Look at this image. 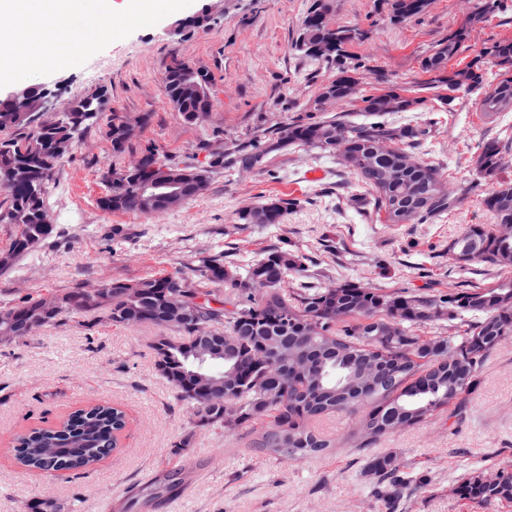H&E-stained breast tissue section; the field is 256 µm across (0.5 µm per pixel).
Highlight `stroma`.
<instances>
[{"label":"stroma","mask_w":512,"mask_h":512,"mask_svg":"<svg viewBox=\"0 0 512 512\" xmlns=\"http://www.w3.org/2000/svg\"><path fill=\"white\" fill-rule=\"evenodd\" d=\"M208 2L182 0L172 12L163 0H148L141 16L115 15L111 41L83 37L73 62L0 81V99L22 87L51 89L61 103L101 91L106 113L145 119L118 156L102 125L76 141L46 194L57 233L0 273V301L78 283L187 273L195 253L210 248L235 264L286 248L302 259L288 277L292 283L348 281L437 295L461 282L490 287L512 279L507 269L482 262L458 268L448 260L449 243L468 225L491 223L481 203L487 186L476 176V156L487 141L512 139V109L485 116L473 95L463 92L456 93L452 112L438 113L432 137L411 150L437 166L461 198L456 210L433 224L385 223L373 207L372 190L356 174L319 150L297 146L270 153L260 169L212 174L199 197L164 214L102 210L101 170L127 164L145 148L202 164L207 148L229 155L315 115L365 122L358 100L314 108L322 87L336 77L335 65L306 59L294 48L314 0H223L208 26L171 34L176 21L197 15ZM466 13L464 0H433L425 14L396 21L388 0H329L327 19L359 32L346 51L359 65L354 76L360 97L378 93L389 78L410 95L429 99L434 92L420 62L465 24ZM468 27V47L449 68L464 67L474 48L512 40V0ZM176 56L212 76V109L204 125L184 122L164 94L161 77ZM207 128L217 136L206 146ZM272 197L298 201L282 224L238 223L241 209ZM115 225L124 230L117 243L106 236ZM158 334L150 325H112L92 310L0 346V512H32L44 499L53 502L54 512H122L131 494L178 469L185 495L148 512H387L365 462L389 453L398 456L404 474L424 479L398 488L397 512H512V504L485 508L455 493L470 469L492 472L512 461V341L487 355L462 409L365 448L354 418L336 412L313 424L316 433L336 439L330 455L283 462L251 450L246 428L232 436L193 433L190 408L155 369ZM91 402L124 410L127 427L118 451L81 472L48 476L18 466L9 450L16 433L57 424ZM188 433L191 447L172 456V444Z\"/></svg>","instance_id":"1"}]
</instances>
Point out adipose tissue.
Masks as SVG:
<instances>
[{
  "label": "adipose tissue",
  "instance_id": "adipose-tissue-1",
  "mask_svg": "<svg viewBox=\"0 0 512 512\" xmlns=\"http://www.w3.org/2000/svg\"><path fill=\"white\" fill-rule=\"evenodd\" d=\"M144 0H0V78L44 69L72 54L80 35L74 17L89 15L98 40L112 37L116 13L141 14Z\"/></svg>",
  "mask_w": 512,
  "mask_h": 512
}]
</instances>
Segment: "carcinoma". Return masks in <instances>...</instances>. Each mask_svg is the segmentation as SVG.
Listing matches in <instances>:
<instances>
[{"instance_id":"1","label":"carcinoma","mask_w":512,"mask_h":512,"mask_svg":"<svg viewBox=\"0 0 512 512\" xmlns=\"http://www.w3.org/2000/svg\"><path fill=\"white\" fill-rule=\"evenodd\" d=\"M432 0H390L393 19L404 20L427 11ZM466 25L448 35L423 58L429 88L475 92L474 104L486 116L497 114L496 104L512 101V40L480 49L465 67L450 71L448 61L463 47L468 25L499 8V0H466ZM359 32L331 26L315 4L306 16L295 49L302 55L338 67L336 79L322 87L342 105L356 95L343 46ZM491 56L494 76L480 67ZM208 71L182 58H173L163 73L165 96L184 121L204 124L210 110ZM103 95H87L71 104L59 121L38 125L42 90L31 88L20 97L0 99V189L7 206L0 223L15 231L9 247L0 251V271L14 267L55 233L44 221L45 187L75 141L104 116ZM360 111L370 123L315 119L291 124L275 141L237 149L233 156L212 150L220 161L201 167L173 161L154 147L139 157L137 174L110 166L100 173L105 193L99 207L109 212L152 214L155 205L140 194L146 183L178 179L174 210L198 196L196 178L226 167L250 171L266 156L286 145L311 146L335 156L374 192L377 212L388 224H427L455 209L460 197L448 189L431 163L397 147L421 145L431 123L394 128L383 118L422 108L424 98L404 94L391 82L377 94L360 97ZM138 120L112 115L107 136L112 152L125 151L126 129ZM506 146L485 143L475 161L480 179L492 185L483 203L496 229L473 224L448 245V260L460 268L480 261L500 269L512 268V183L498 179ZM294 199H272L238 212V221L262 227L280 224ZM302 266L301 258L274 247L244 264H224V252L195 255L194 276L182 272L149 275L138 280L112 279L93 294L78 284L50 295L54 305L46 325L83 310L109 313L115 326L151 324L156 337L155 368L193 410L196 428L235 434L252 428L250 447L287 462L322 457L336 440L315 433L310 423L336 411L358 416L357 427L369 439L420 424L450 407L462 405L475 387L487 354L512 339V283L494 287L450 288L433 297L405 291L386 293L351 282L334 285L288 286V273ZM47 297L37 294L0 303V335L9 336L7 323L17 328L40 321ZM445 317L448 335L425 338L421 325ZM381 364L392 372L378 387L368 386V368ZM126 428L124 412L93 404L71 411L59 424L35 426L18 433L13 450L18 462L32 469L81 470L118 448ZM365 468L382 483H409L392 455L369 456ZM501 480L489 483L483 469H471L460 494L481 506L512 503V462L498 468ZM172 471L130 497L125 512L167 498L181 485Z\"/></svg>"}]
</instances>
